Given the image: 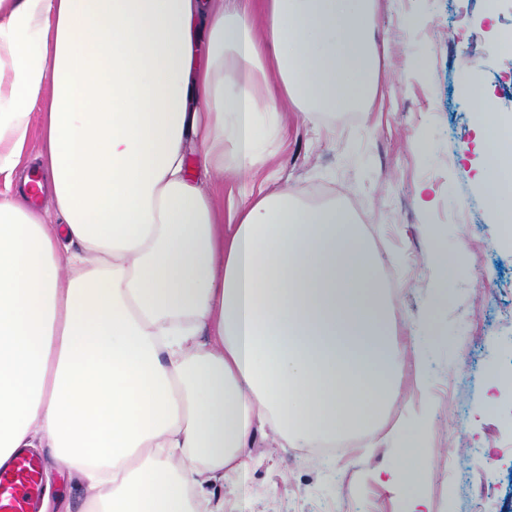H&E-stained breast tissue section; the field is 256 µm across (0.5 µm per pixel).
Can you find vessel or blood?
Wrapping results in <instances>:
<instances>
[{
  "mask_svg": "<svg viewBox=\"0 0 512 512\" xmlns=\"http://www.w3.org/2000/svg\"><path fill=\"white\" fill-rule=\"evenodd\" d=\"M39 476V460L25 452L0 468V512H35Z\"/></svg>",
  "mask_w": 512,
  "mask_h": 512,
  "instance_id": "vessel-or-blood-1",
  "label": "vessel or blood"
}]
</instances>
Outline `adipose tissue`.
<instances>
[{
	"label": "adipose tissue",
	"mask_w": 512,
	"mask_h": 512,
	"mask_svg": "<svg viewBox=\"0 0 512 512\" xmlns=\"http://www.w3.org/2000/svg\"><path fill=\"white\" fill-rule=\"evenodd\" d=\"M375 25L372 0H0V466L47 446L98 483L85 512H224L197 477L244 484L264 427L367 424L400 364L356 217L284 186L225 215L186 157L248 172L278 95L369 107ZM35 110L43 209L14 185ZM476 135L511 224L512 117Z\"/></svg>",
	"instance_id": "1"
}]
</instances>
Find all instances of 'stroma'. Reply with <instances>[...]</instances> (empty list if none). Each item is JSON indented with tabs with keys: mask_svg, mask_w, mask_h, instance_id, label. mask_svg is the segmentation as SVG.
I'll return each instance as SVG.
<instances>
[{
	"mask_svg": "<svg viewBox=\"0 0 512 512\" xmlns=\"http://www.w3.org/2000/svg\"><path fill=\"white\" fill-rule=\"evenodd\" d=\"M379 87L366 112L303 118L279 104L285 133L264 145L247 178L224 152L205 178L230 208L242 183L288 186L301 202L348 207L371 240L391 294L398 345L408 350L395 393L369 424L327 452L258 433L245 487L211 483L224 512H512V228L496 221L477 180L483 113L512 116V0H375ZM428 188L433 205L421 210ZM442 241H435V231ZM454 272L438 300L430 257ZM501 382L483 405L490 377ZM421 426L424 469L411 493L381 485L403 469L400 424ZM55 512H80L91 483L42 449Z\"/></svg>",
	"mask_w": 512,
	"mask_h": 512,
	"instance_id": "1",
	"label": "stroma"
}]
</instances>
